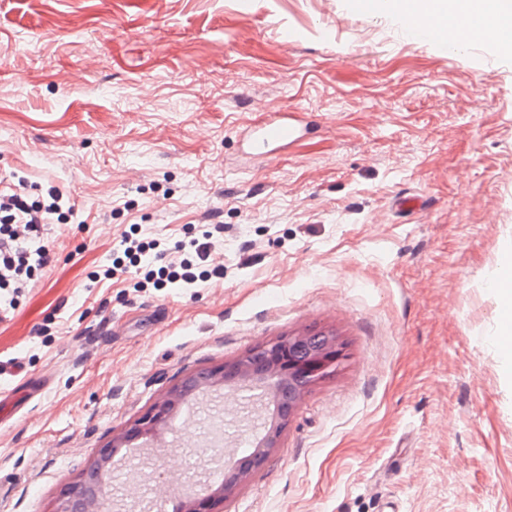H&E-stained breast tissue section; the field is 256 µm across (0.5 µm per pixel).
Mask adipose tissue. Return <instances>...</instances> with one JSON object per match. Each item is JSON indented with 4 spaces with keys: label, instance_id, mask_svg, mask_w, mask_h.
<instances>
[{
    "label": "adipose tissue",
    "instance_id": "adipose-tissue-1",
    "mask_svg": "<svg viewBox=\"0 0 512 512\" xmlns=\"http://www.w3.org/2000/svg\"><path fill=\"white\" fill-rule=\"evenodd\" d=\"M403 11L413 12L434 22L444 23L451 17L480 20L487 34L504 36L512 27V0H398Z\"/></svg>",
    "mask_w": 512,
    "mask_h": 512
}]
</instances>
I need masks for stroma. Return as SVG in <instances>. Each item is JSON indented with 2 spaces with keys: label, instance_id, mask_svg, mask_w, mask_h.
<instances>
[{
  "label": "stroma",
  "instance_id": "stroma-1",
  "mask_svg": "<svg viewBox=\"0 0 512 512\" xmlns=\"http://www.w3.org/2000/svg\"><path fill=\"white\" fill-rule=\"evenodd\" d=\"M293 109L317 136L244 162L240 129ZM1 171L84 221L48 226L51 266L0 319V400L51 381L0 410V512H55L166 388L304 331L346 359L223 512H512V49L414 43L349 0H0ZM214 223L223 277L89 278L131 225L172 261ZM213 427L185 406L101 512H179L156 485L206 476ZM505 282L512 283V258L510 254L503 258L499 278L493 283V287L496 288L497 293L501 297L504 312H510L512 309V289L505 290L502 288V284Z\"/></svg>",
  "mask_w": 512,
  "mask_h": 512
}]
</instances>
